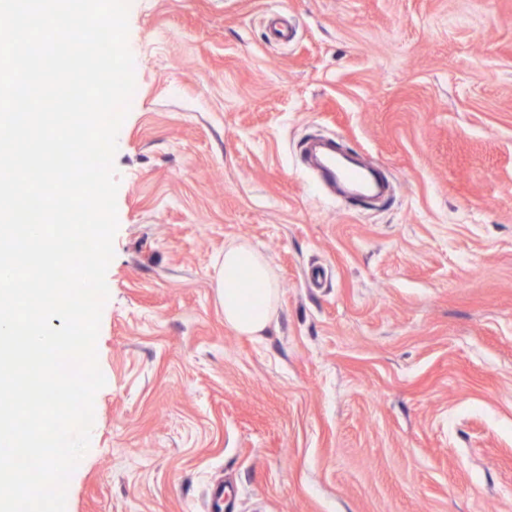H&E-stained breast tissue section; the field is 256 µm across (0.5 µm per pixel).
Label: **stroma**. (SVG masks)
<instances>
[{
  "label": "stroma",
  "instance_id": "1",
  "mask_svg": "<svg viewBox=\"0 0 512 512\" xmlns=\"http://www.w3.org/2000/svg\"><path fill=\"white\" fill-rule=\"evenodd\" d=\"M128 46L66 512H512V0H131ZM317 136L389 195L323 189ZM237 239L280 290L258 338L213 286Z\"/></svg>",
  "mask_w": 512,
  "mask_h": 512
}]
</instances>
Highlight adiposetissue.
<instances>
[{
    "label": "adipose tissue",
    "mask_w": 512,
    "mask_h": 512,
    "mask_svg": "<svg viewBox=\"0 0 512 512\" xmlns=\"http://www.w3.org/2000/svg\"><path fill=\"white\" fill-rule=\"evenodd\" d=\"M217 288L225 325L241 335H262L279 299L274 274L264 256L244 240L225 246Z\"/></svg>",
    "instance_id": "adipose-tissue-1"
}]
</instances>
